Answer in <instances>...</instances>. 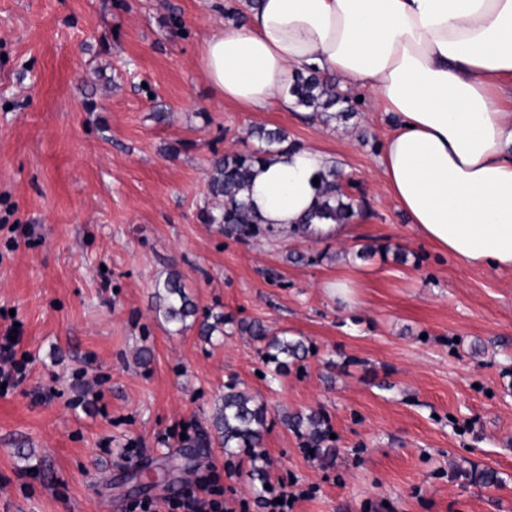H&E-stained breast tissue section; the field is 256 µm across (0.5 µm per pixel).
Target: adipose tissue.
<instances>
[{
    "instance_id": "ef3b65f1",
    "label": "adipose tissue",
    "mask_w": 512,
    "mask_h": 512,
    "mask_svg": "<svg viewBox=\"0 0 512 512\" xmlns=\"http://www.w3.org/2000/svg\"><path fill=\"white\" fill-rule=\"evenodd\" d=\"M200 47L220 100L247 112L293 108L296 73L370 93L393 129L380 173L418 235L469 267L512 273V0H258ZM336 159L276 148L245 195L262 223L300 228L315 177Z\"/></svg>"
}]
</instances>
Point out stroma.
Segmentation results:
<instances>
[{
  "label": "stroma",
  "instance_id": "35a3bbf8",
  "mask_svg": "<svg viewBox=\"0 0 512 512\" xmlns=\"http://www.w3.org/2000/svg\"><path fill=\"white\" fill-rule=\"evenodd\" d=\"M223 19L213 0H0V329L22 322L29 361L0 396V512L161 507L197 471L258 512L245 455H179L232 380L267 408L268 480L316 488L295 512H512V274L418 236L378 169L383 113L325 126L219 101L198 50ZM254 126L335 156L362 201L345 240L202 222L213 160L256 150ZM174 273L200 312L232 315L223 335L158 316ZM339 277L358 306L330 294ZM240 320L309 352L267 379ZM310 410L335 456L283 422Z\"/></svg>",
  "mask_w": 512,
  "mask_h": 512
}]
</instances>
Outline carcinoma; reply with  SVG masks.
Returning <instances> with one entry per match:
<instances>
[{"instance_id": "1", "label": "carcinoma", "mask_w": 512, "mask_h": 512, "mask_svg": "<svg viewBox=\"0 0 512 512\" xmlns=\"http://www.w3.org/2000/svg\"><path fill=\"white\" fill-rule=\"evenodd\" d=\"M290 93L296 99V106L322 116L326 125L331 120L349 116V99L343 96L331 77L317 73L297 76L290 87ZM261 147L252 153H227L214 160L208 179V191L211 197L221 200L216 209L202 212L201 219L206 224H218L224 229V235L236 239H250L271 233V229L260 224V220L245 200L244 190L254 175L255 164L263 154L273 148L281 147L287 135L280 129L257 127L250 130ZM341 173L331 168L320 176L318 202L311 219L321 223L348 224L355 216V208L360 201L346 192ZM159 299L158 311L164 320L174 326H185L190 318L198 315V307L187 293L180 276L171 275L157 287ZM226 319L222 313L203 315L200 323V335L210 340L216 334H224ZM242 333L259 343L258 352L275 364V374L288 372V367L303 360L307 347L303 340L288 336L284 331L272 335L261 323L240 324ZM216 415L212 420L215 437L228 455L239 452L255 456L260 447L266 426L267 408L238 389V383L231 381L224 385ZM286 424L295 431L304 430L308 435V445L318 451L329 438V427L324 416L311 411L307 414L296 413L286 417Z\"/></svg>"}]
</instances>
